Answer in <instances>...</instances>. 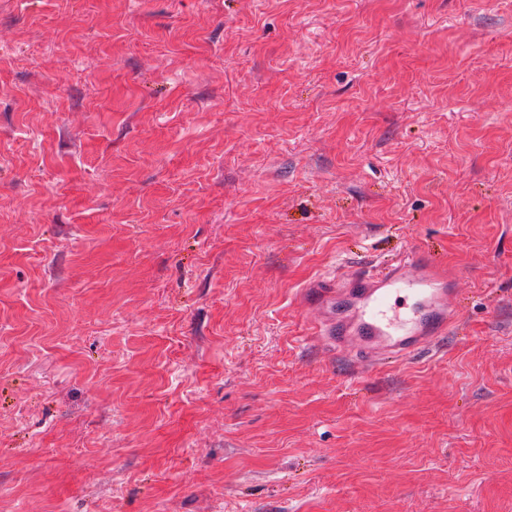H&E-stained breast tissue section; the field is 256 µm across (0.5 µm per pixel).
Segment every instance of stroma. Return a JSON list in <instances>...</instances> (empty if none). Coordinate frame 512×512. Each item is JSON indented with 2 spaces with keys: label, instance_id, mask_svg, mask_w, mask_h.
Masks as SVG:
<instances>
[{
  "label": "stroma",
  "instance_id": "1",
  "mask_svg": "<svg viewBox=\"0 0 512 512\" xmlns=\"http://www.w3.org/2000/svg\"><path fill=\"white\" fill-rule=\"evenodd\" d=\"M0 512H512V0H0ZM456 288L446 272L419 252L385 271L321 280L303 294L324 316L312 336L333 348H354L361 362H399L439 343L455 327Z\"/></svg>",
  "mask_w": 512,
  "mask_h": 512
}]
</instances>
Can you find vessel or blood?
Returning <instances> with one entry per match:
<instances>
[{
  "label": "vessel or blood",
  "mask_w": 512,
  "mask_h": 512,
  "mask_svg": "<svg viewBox=\"0 0 512 512\" xmlns=\"http://www.w3.org/2000/svg\"><path fill=\"white\" fill-rule=\"evenodd\" d=\"M454 283L418 252L385 271L322 280L303 304L322 310L312 334L333 348L355 349L361 362H399L439 343L455 326Z\"/></svg>",
  "instance_id": "vessel-or-blood-1"
}]
</instances>
